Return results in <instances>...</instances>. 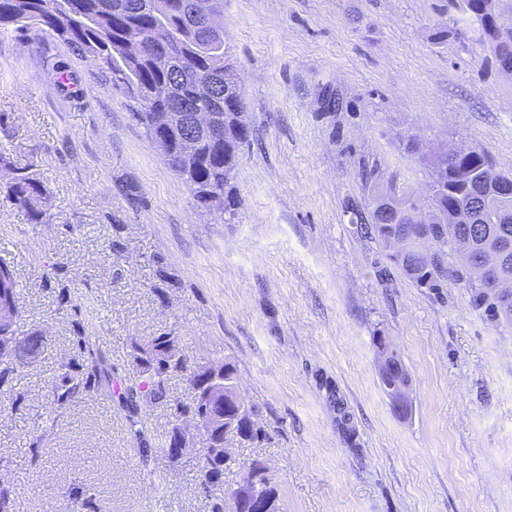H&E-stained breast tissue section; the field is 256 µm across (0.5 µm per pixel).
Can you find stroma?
<instances>
[{
    "label": "stroma",
    "mask_w": 512,
    "mask_h": 512,
    "mask_svg": "<svg viewBox=\"0 0 512 512\" xmlns=\"http://www.w3.org/2000/svg\"><path fill=\"white\" fill-rule=\"evenodd\" d=\"M438 4L224 0L253 127L229 224L196 204L91 61L53 34L0 31V150L36 175L50 214L31 223L0 176L17 329L46 337L0 394L19 512H81L79 490L97 512H209L195 455L142 463L119 398L134 346L164 330L191 360L235 365L266 433L229 440L225 486L260 458L283 512H512V323L453 281L417 286L359 228L364 164L426 193L408 136L481 149L512 173V76L469 42H436ZM59 64L76 92L60 90ZM81 332L106 355L102 381L51 413ZM382 337L409 375L405 412L380 383ZM167 389L139 404L153 440L193 397L181 375Z\"/></svg>",
    "instance_id": "35a3bbf8"
}]
</instances>
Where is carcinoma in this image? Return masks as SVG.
<instances>
[{
    "label": "carcinoma",
    "instance_id": "obj_1",
    "mask_svg": "<svg viewBox=\"0 0 512 512\" xmlns=\"http://www.w3.org/2000/svg\"><path fill=\"white\" fill-rule=\"evenodd\" d=\"M498 0H441L440 10L448 14V25L434 32L441 42L450 36L474 42L499 70L512 68V25L498 20ZM224 16V0H0V30L10 27L26 31L34 28L53 33L66 41L77 54L88 58L109 88L130 102L131 111L149 137L164 131L171 137L170 148H178L180 126L166 119L170 112H211L224 128V142L212 140L207 132L197 135L198 149L190 161L182 163L176 175L185 183L193 199L210 206L212 191L224 195L220 215L229 223L237 218L233 201V172L239 156L253 135L250 126L238 120L242 109L239 93L224 94V74L233 70L230 47L224 42V27L208 25L207 15ZM143 31L147 38L136 44L129 41L133 31ZM165 89V96L154 97L155 88ZM430 176L443 180V189L434 201L439 213H453L457 224L479 227L472 240L474 250L491 244L502 253L497 265L475 271L464 260L457 266L445 265L448 255V223L432 217L428 223L414 221L423 203L414 192L393 176L385 185L375 184L378 168L364 165L365 182L373 183L369 223L370 238L388 252L389 260L412 281L427 288H437L449 278L464 284L472 293L476 307L494 319L505 315V299L512 293L503 290L512 283V221L500 217L512 215V204L504 205L497 196L493 180L512 181L511 173L496 171L485 152L469 148L456 157L452 167L443 159L422 157ZM10 177L7 198L25 209L31 220L40 223L47 216L48 198L35 175L17 167L0 153V172ZM18 299L11 267L0 264V301ZM45 336L38 329L23 336L18 351L0 353V387L12 382L13 375L43 353ZM77 347L85 364L62 372L56 383L53 411L69 405L77 396L90 391L96 382L101 351L91 337L81 335ZM154 362L133 360L135 372L123 392L128 409L130 432L138 441V453L147 463L159 456H169L168 436L154 448L146 438L137 401L155 403L167 398L166 383L174 373L191 368L218 369L224 374L225 391L232 396L227 407L241 413V425L206 440L212 452L199 463L197 489L208 499L211 512H234L231 488L224 486V472L231 465L224 462V437L259 442L264 430L255 420V410L241 397L237 372L231 363L215 367L208 362H190L178 348L177 337L161 333L147 343ZM258 498L267 496L280 501L277 486L265 475L252 482ZM0 512H17L15 489L0 483Z\"/></svg>",
    "mask_w": 512,
    "mask_h": 512
}]
</instances>
